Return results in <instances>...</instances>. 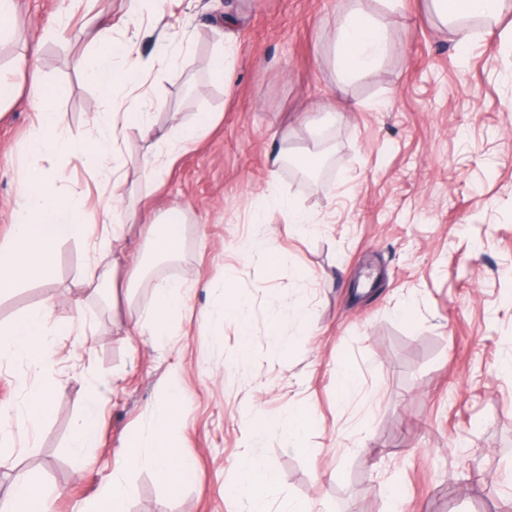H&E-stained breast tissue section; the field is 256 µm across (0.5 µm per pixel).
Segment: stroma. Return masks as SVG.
I'll list each match as a JSON object with an SVG mask.
<instances>
[{
    "label": "stroma",
    "instance_id": "1",
    "mask_svg": "<svg viewBox=\"0 0 512 512\" xmlns=\"http://www.w3.org/2000/svg\"><path fill=\"white\" fill-rule=\"evenodd\" d=\"M13 34L0 43V68L15 83L21 54L59 88L53 107L66 132L94 138L96 84L71 65L87 53L86 20L111 15L114 38L133 42L142 82L162 127L214 112L217 122L188 145L160 182L140 184L147 149L135 130L120 141L127 160L129 206L180 208V255L157 261L142 240L126 250L146 273L112 299L79 280L90 255L82 242L59 245L48 276L0 297V325L51 300L71 321L74 300L93 314L85 335L61 336L43 378L52 380L49 419L35 447L18 416L31 373L0 365V430L15 440L0 464V497L26 470L57 489L51 512H81L112 481V458L126 437L149 425L171 394L183 402L173 428L195 478L171 494L154 472L126 475L127 512H229L226 487L242 452L244 420L260 409L311 407L305 436L318 458L267 437L261 455L279 476L270 512L282 500L311 502L315 512H512V6L499 34L473 22L469 42L443 26L428 0H365L388 28L389 50L346 93L336 91L332 46L349 0H167L128 14L124 0H14ZM68 19L63 38L38 42L42 29ZM233 35L232 75L213 79L209 61L219 21ZM186 39L174 53L169 39ZM340 112L341 122L324 120ZM28 93L0 111V241L14 222L11 152L36 136ZM299 149L317 139L325 166L311 180L289 166L270 173L274 134ZM273 190L319 220L304 232L269 214V235L284 260L276 272L244 251L254 212ZM252 303L248 338L226 327L215 341L204 318L218 299L226 268ZM171 278L188 285L172 323L175 342L138 335L153 290ZM307 304L311 320L289 327L293 348L276 354L267 300ZM409 304L411 314L398 308ZM251 360L233 364L241 344ZM350 364L364 383L347 402L336 369ZM102 409L100 439L75 462L69 439L85 397Z\"/></svg>",
    "mask_w": 512,
    "mask_h": 512
}]
</instances>
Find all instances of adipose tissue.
<instances>
[{"label": "adipose tissue", "mask_w": 512, "mask_h": 512, "mask_svg": "<svg viewBox=\"0 0 512 512\" xmlns=\"http://www.w3.org/2000/svg\"><path fill=\"white\" fill-rule=\"evenodd\" d=\"M436 15L444 22L458 24L461 40L470 33L463 28L464 20L497 18L504 0H430ZM94 45L92 58H74L73 66L85 73L99 87L95 105L98 134L86 141L67 136L61 119L50 102L58 94L48 87L38 66L27 56H19L14 66L26 74L31 103L39 115L38 135L17 150V189L15 221L10 237L0 243V295L12 292L22 282L46 276L55 248L69 240H79L93 252L110 251L114 243L124 239L132 229H139L151 252L161 258L176 257L183 245L185 227L174 211L157 215L148 210H132L125 206L127 175L118 156V138L124 128L135 127L146 142L140 169L145 182H155L166 165L172 164L186 145L199 140L210 127L213 115L202 112L188 125L176 124L158 128L154 121L157 104L147 91H139L127 108H119L113 90L119 83L134 84L139 73V61L129 45L117 44L112 37V21L98 17L83 30ZM388 50L387 26L378 16L354 4L337 23L333 44L336 65V87H346L378 66ZM35 154L81 155L95 170V180L107 189L103 224L86 220L83 211L85 193L69 181L66 172L48 174L32 168L28 159ZM276 211L287 217L289 224L303 229L315 223V216L300 209L287 196L271 193L265 196L262 209L252 218L255 228L245 245L251 262L264 268L276 269L282 256L271 239L260 228L267 212ZM186 283L169 280L153 291V305L143 326L149 335L166 336L170 325L183 305ZM56 315L54 302L46 301L28 310L16 321L0 329V359L40 370L54 353L52 338ZM206 317L213 336L224 334L225 326H234L240 335L249 330L250 307L236 289L232 275H225L221 285V300ZM181 416V404L171 399L157 410L148 428L131 433L125 449L112 461L113 477L100 494L91 512H126L130 488L122 481L125 472L149 469L171 489H179L192 478L190 467L177 451L172 429ZM99 405L87 398L75 424L69 448L75 458H83L95 447L99 430ZM314 417L308 407L294 406L288 412L272 418L261 411L251 412L246 420L245 454L235 463L236 479L227 489L233 512H266L265 496L278 483L275 472L268 467L258 448L268 436H279L285 447L307 451L316 457V449L307 448L304 436ZM54 488L21 475L15 480L10 495L0 512H50Z\"/></svg>", "instance_id": "1"}]
</instances>
